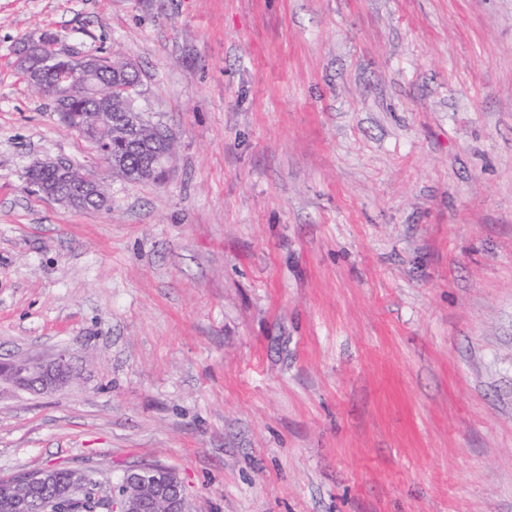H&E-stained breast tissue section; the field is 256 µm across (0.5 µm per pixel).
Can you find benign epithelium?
Returning a JSON list of instances; mask_svg holds the SVG:
<instances>
[{
    "label": "benign epithelium",
    "instance_id": "1",
    "mask_svg": "<svg viewBox=\"0 0 512 512\" xmlns=\"http://www.w3.org/2000/svg\"><path fill=\"white\" fill-rule=\"evenodd\" d=\"M86 58L70 61L66 78L60 83L55 96L71 100L79 93L90 90ZM55 171V183H32L39 192L68 206H75L94 199L106 207L108 197L96 180L77 183L73 181L69 165L59 161L39 162ZM71 375L70 355L63 351L49 361L17 359L0 370V381L35 393H48L64 386ZM71 486L65 493L66 500H79L91 489L86 471L70 470ZM52 482V471L42 468L27 473L15 481L0 480V486L12 485L13 508L16 512H29L32 493ZM112 512H187V500L176 473L159 465H136L127 469L120 479V486L113 487L110 496Z\"/></svg>",
    "mask_w": 512,
    "mask_h": 512
}]
</instances>
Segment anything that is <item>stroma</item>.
<instances>
[{
    "mask_svg": "<svg viewBox=\"0 0 512 512\" xmlns=\"http://www.w3.org/2000/svg\"><path fill=\"white\" fill-rule=\"evenodd\" d=\"M173 135L98 161L31 35ZM93 171L109 204L29 185ZM0 478L175 471L191 512H512V0H0ZM57 41V37L48 32H42L39 35H33L24 44L22 51H31L32 55L38 59H53L60 64H65L60 53L54 52L51 46ZM99 55L107 56L110 60H120L114 55L97 51ZM97 55L91 61L92 83L100 86V89L110 90L112 95V104H108L105 99L99 97L96 93H86L74 105L68 106L65 112H56L59 120L72 129H85L93 132L96 125L95 112H108L105 115V124H112L113 112H127L126 115L133 112L132 97L142 95L141 79L138 70L133 69L126 73L121 79L122 85L132 86L129 93L120 94L113 88L118 85L112 82L114 78H119L118 71L113 73L115 66H105L101 63L102 59ZM131 95V96H130ZM112 108V112L109 110ZM159 125L149 120V123L142 126L137 132L127 131V136H122V130L112 124V137L110 131H103L98 137V141L104 144V148L112 149V152L120 156V161L112 167V154H103L94 143L96 152L100 159L112 168L113 174H117L130 181H153L151 175L147 173L150 164L158 158L165 155L170 150L173 151V143L168 136L162 139L155 136L153 128ZM70 375V355L63 351L45 362L17 359L7 363L0 372V381L35 393H48L64 386Z\"/></svg>",
    "mask_w": 512,
    "mask_h": 512,
    "instance_id": "35a3bbf8",
    "label": "stroma"
}]
</instances>
